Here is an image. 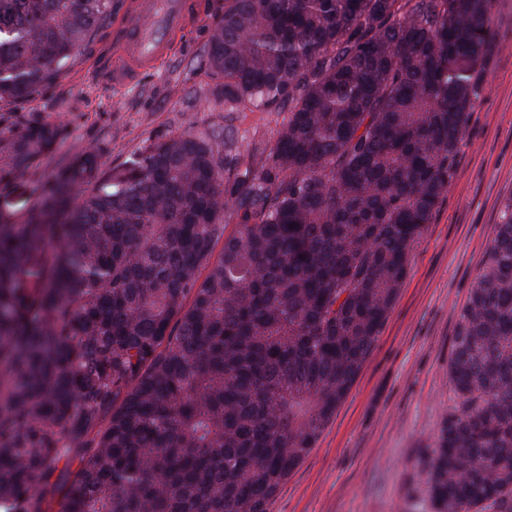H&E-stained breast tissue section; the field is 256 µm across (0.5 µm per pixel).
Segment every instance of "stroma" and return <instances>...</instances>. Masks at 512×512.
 <instances>
[{"label": "stroma", "mask_w": 512, "mask_h": 512, "mask_svg": "<svg viewBox=\"0 0 512 512\" xmlns=\"http://www.w3.org/2000/svg\"><path fill=\"white\" fill-rule=\"evenodd\" d=\"M193 28L133 84L113 87L99 68L110 28L67 72L21 109L63 124L56 154L74 159L105 142L106 166L130 175L152 142L187 130L273 144L287 111L230 108L206 47L224 0H198ZM496 39L480 97L459 144L448 194L415 245L409 274L357 379L270 512H432L421 471L453 400L448 358L454 324L480 270L500 211L512 197V0H493Z\"/></svg>", "instance_id": "obj_1"}]
</instances>
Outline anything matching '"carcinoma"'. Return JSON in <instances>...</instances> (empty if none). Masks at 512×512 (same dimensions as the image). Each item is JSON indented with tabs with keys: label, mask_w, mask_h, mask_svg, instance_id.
I'll use <instances>...</instances> for the list:
<instances>
[{
	"label": "carcinoma",
	"mask_w": 512,
	"mask_h": 512,
	"mask_svg": "<svg viewBox=\"0 0 512 512\" xmlns=\"http://www.w3.org/2000/svg\"><path fill=\"white\" fill-rule=\"evenodd\" d=\"M491 10L224 0L210 67L224 104L288 106L274 144L235 174L238 141L189 131L117 178L104 144L56 161L62 125L15 111L112 23V0H0V512H268L448 193ZM448 378L433 512H512V198ZM89 434L71 480L59 464Z\"/></svg>",
	"instance_id": "carcinoma-1"
}]
</instances>
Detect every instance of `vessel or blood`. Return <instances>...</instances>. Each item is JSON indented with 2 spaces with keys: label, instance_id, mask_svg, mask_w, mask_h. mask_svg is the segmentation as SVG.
<instances>
[{
  "label": "vessel or blood",
  "instance_id": "obj_1",
  "mask_svg": "<svg viewBox=\"0 0 512 512\" xmlns=\"http://www.w3.org/2000/svg\"><path fill=\"white\" fill-rule=\"evenodd\" d=\"M194 14V0H132L128 13L112 23L114 55L104 69L113 86L132 84L171 54Z\"/></svg>",
  "mask_w": 512,
  "mask_h": 512
}]
</instances>
